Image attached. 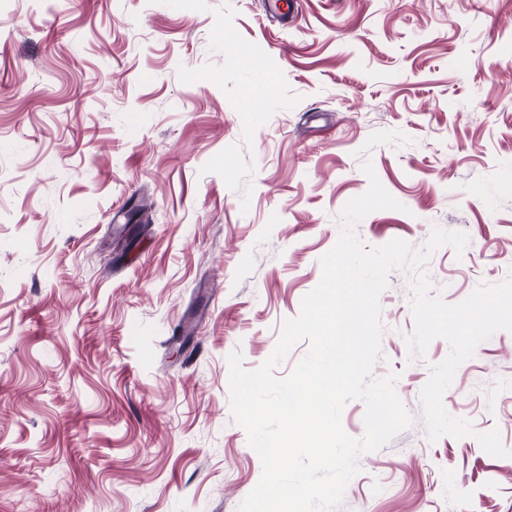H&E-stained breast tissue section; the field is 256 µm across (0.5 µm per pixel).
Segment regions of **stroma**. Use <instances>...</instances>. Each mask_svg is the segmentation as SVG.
I'll return each mask as SVG.
<instances>
[{"mask_svg": "<svg viewBox=\"0 0 512 512\" xmlns=\"http://www.w3.org/2000/svg\"><path fill=\"white\" fill-rule=\"evenodd\" d=\"M367 159L402 208L364 246L466 233L425 267L451 305L512 276V0H0V512H238L262 463L228 357L258 368L299 316ZM410 281L372 374L413 423L337 512H512V333L443 396L510 456L429 441L449 344L410 355Z\"/></svg>", "mask_w": 512, "mask_h": 512, "instance_id": "35a3bbf8", "label": "stroma"}]
</instances>
